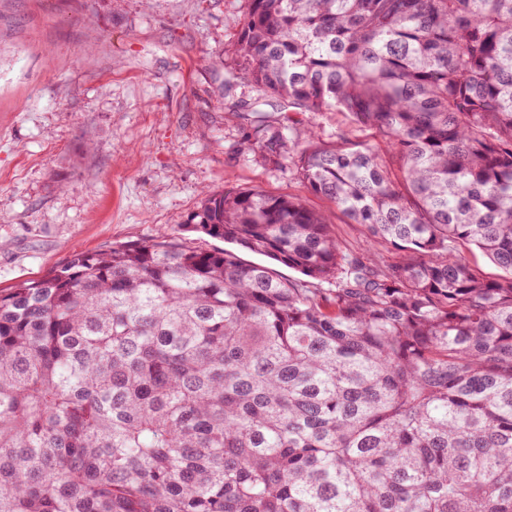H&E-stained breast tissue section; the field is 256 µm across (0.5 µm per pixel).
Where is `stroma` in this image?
<instances>
[{
    "instance_id": "1",
    "label": "stroma",
    "mask_w": 512,
    "mask_h": 512,
    "mask_svg": "<svg viewBox=\"0 0 512 512\" xmlns=\"http://www.w3.org/2000/svg\"><path fill=\"white\" fill-rule=\"evenodd\" d=\"M245 0H0V290L76 251L188 232L205 190L257 189L326 212L342 244L382 252L309 193L287 160L241 145L258 125L377 142L347 113L285 118L250 86L225 94L224 46ZM252 106L236 112L235 102Z\"/></svg>"
}]
</instances>
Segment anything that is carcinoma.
<instances>
[{
	"mask_svg": "<svg viewBox=\"0 0 512 512\" xmlns=\"http://www.w3.org/2000/svg\"><path fill=\"white\" fill-rule=\"evenodd\" d=\"M224 61L327 216L255 189L0 293V512H512V0H247ZM474 245L491 278L459 253Z\"/></svg>",
	"mask_w": 512,
	"mask_h": 512,
	"instance_id": "cac0c4a2",
	"label": "carcinoma"
}]
</instances>
